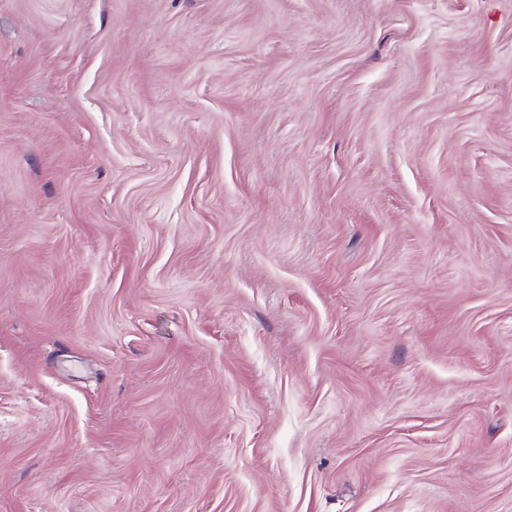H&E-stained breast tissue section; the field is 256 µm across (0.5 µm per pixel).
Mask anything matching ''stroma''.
<instances>
[{
	"mask_svg": "<svg viewBox=\"0 0 512 512\" xmlns=\"http://www.w3.org/2000/svg\"><path fill=\"white\" fill-rule=\"evenodd\" d=\"M0 512H512V0H0Z\"/></svg>",
	"mask_w": 512,
	"mask_h": 512,
	"instance_id": "stroma-1",
	"label": "stroma"
}]
</instances>
